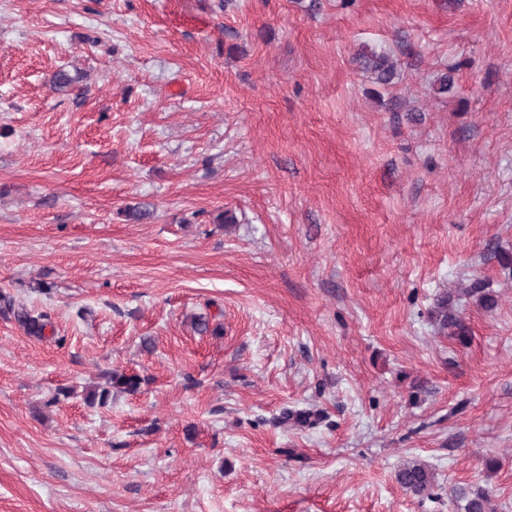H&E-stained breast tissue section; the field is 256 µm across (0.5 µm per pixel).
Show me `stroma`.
<instances>
[{"label":"stroma","instance_id":"35a3bbf8","mask_svg":"<svg viewBox=\"0 0 512 512\" xmlns=\"http://www.w3.org/2000/svg\"><path fill=\"white\" fill-rule=\"evenodd\" d=\"M510 257L512 0H0V512H512ZM361 68L373 75L376 83L389 85L398 74V63L385 52L363 50L357 56ZM0 301H3L5 309L13 313L15 320L24 328L27 335L34 336L38 339L43 338L44 331L49 324V322H47L48 315L40 313L35 316L24 307H20L17 311H14L13 300L10 296L3 293H0ZM140 383L141 380L137 376L111 372L105 376V383L96 386L85 399L89 405H94L97 401L99 404H105L112 397V388L133 392L138 389ZM398 483L416 496L429 494L435 485L434 472L417 460H405L396 471ZM452 492L457 512H494L489 492L479 484H458Z\"/></svg>","mask_w":512,"mask_h":512}]
</instances>
